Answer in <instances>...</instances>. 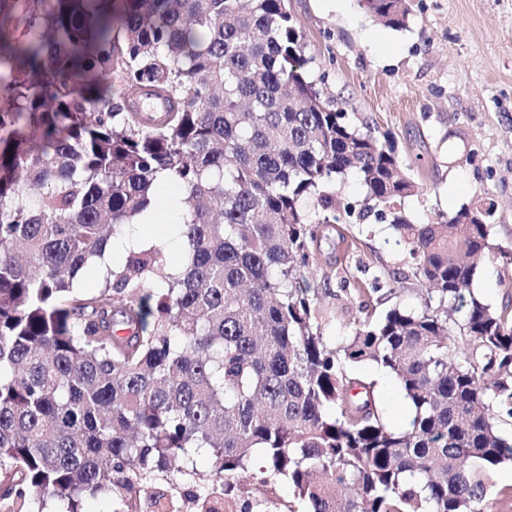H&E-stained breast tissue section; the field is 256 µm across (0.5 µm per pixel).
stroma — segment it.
<instances>
[{"mask_svg":"<svg viewBox=\"0 0 512 512\" xmlns=\"http://www.w3.org/2000/svg\"><path fill=\"white\" fill-rule=\"evenodd\" d=\"M326 96L347 103L353 122L391 133L417 182L405 210L417 223L469 204L476 190L497 209L490 241L512 250V0H414L402 30L387 28L357 0H287ZM349 247H317L306 271L322 290L324 333L349 336L360 310L420 309L423 284L383 224H345ZM493 307L512 295V267L484 262L472 283ZM388 425L409 408L395 380L365 363Z\"/></svg>","mask_w":512,"mask_h":512,"instance_id":"stroma-1","label":"stroma"}]
</instances>
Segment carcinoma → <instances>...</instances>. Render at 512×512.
Wrapping results in <instances>:
<instances>
[{
	"instance_id": "obj_1",
	"label": "carcinoma",
	"mask_w": 512,
	"mask_h": 512,
	"mask_svg": "<svg viewBox=\"0 0 512 512\" xmlns=\"http://www.w3.org/2000/svg\"><path fill=\"white\" fill-rule=\"evenodd\" d=\"M5 2L0 512L95 495L138 512L137 493L187 475L194 512H251L240 487L259 502L278 480L281 512H488L512 463V309L472 288L475 260L512 264L488 192L414 223L391 137L317 87L286 0ZM359 6L399 30L413 3ZM163 189L180 271L154 245L104 257ZM354 215L388 224L428 288L419 312L358 317L332 346L303 270ZM363 363L396 380L404 426ZM200 451L203 474L186 468ZM512 472V464H504L499 466L493 475L494 487L488 498V502L491 504L490 512H512V503L507 504L502 502L497 496L499 489L512 485V479L508 476Z\"/></svg>"
}]
</instances>
